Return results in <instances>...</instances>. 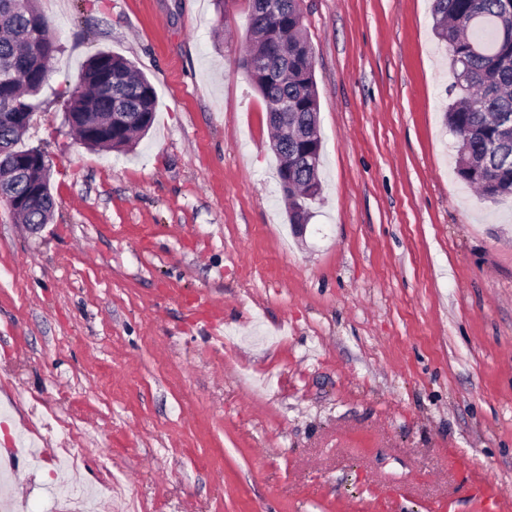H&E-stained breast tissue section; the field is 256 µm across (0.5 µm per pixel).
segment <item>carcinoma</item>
<instances>
[{"label":"carcinoma","mask_w":512,"mask_h":512,"mask_svg":"<svg viewBox=\"0 0 512 512\" xmlns=\"http://www.w3.org/2000/svg\"><path fill=\"white\" fill-rule=\"evenodd\" d=\"M434 33L448 47L456 86L462 97L448 103L445 121L457 140V175L482 196L496 202L512 196V133L500 119L512 117V0H433ZM246 69L254 57L265 59L266 74L253 86L266 111L294 113L301 127L319 124L313 52L303 23L300 0H278L269 12L264 0H250ZM58 46L37 0H0V189L7 199H26L15 212L24 224H45L54 208L50 166L37 165L44 192L30 194L28 178L18 172L31 150L18 148L46 82ZM121 102L131 120L112 129V139L87 140L91 148L127 152L136 137L153 125L156 93L135 73L132 63L110 52L92 56L80 86L66 100L78 135L90 129L111 105ZM288 189V209L308 201L312 171L296 168Z\"/></svg>","instance_id":"carcinoma-1"}]
</instances>
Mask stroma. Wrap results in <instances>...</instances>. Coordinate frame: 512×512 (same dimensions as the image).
Segmentation results:
<instances>
[{"instance_id":"35a3bbf8","label":"stroma","mask_w":512,"mask_h":512,"mask_svg":"<svg viewBox=\"0 0 512 512\" xmlns=\"http://www.w3.org/2000/svg\"><path fill=\"white\" fill-rule=\"evenodd\" d=\"M431 0H302L322 197L294 236L246 0H39L59 46L23 147L45 224L0 204V444L17 501L107 512H496L512 497V200L454 173ZM157 93L130 152L84 147V63ZM61 512H103L104 503L102 497L84 499L80 496L65 498L60 501Z\"/></svg>"}]
</instances>
